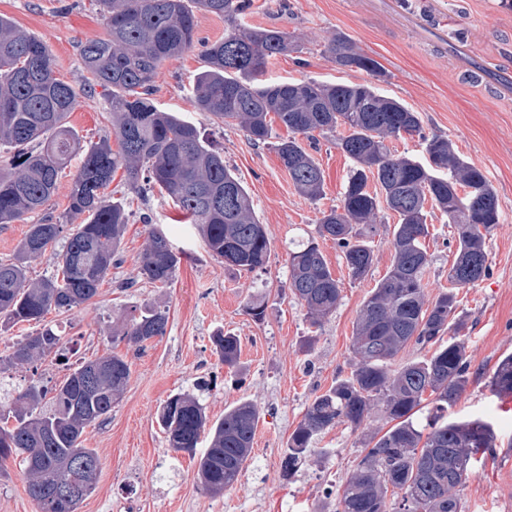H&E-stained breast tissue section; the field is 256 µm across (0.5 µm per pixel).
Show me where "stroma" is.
<instances>
[{"mask_svg":"<svg viewBox=\"0 0 512 512\" xmlns=\"http://www.w3.org/2000/svg\"><path fill=\"white\" fill-rule=\"evenodd\" d=\"M0 15L40 40L58 77L78 88L68 121L79 135L95 141L111 133L112 112L102 89L86 88L83 81L81 46L108 36L89 0H0ZM196 20L199 48L163 64L152 99L160 110L197 125L241 178L270 240L266 269L225 268L196 227L182 223L166 195L154 194L145 203L135 200L128 204L132 216L120 262L98 295L80 308L50 312L40 324L0 327V356L12 354L17 343L45 326L62 336L66 362L48 357L15 365L9 385L18 391L52 388L69 365L112 352L130 364L119 401L84 435L85 447L96 450L101 466L94 490L76 512H324L328 488L341 484L371 435L389 428L388 419L375 412L358 429L344 424L329 429L293 475H284L281 461L290 434L315 396L351 371L354 322L390 265L397 219L381 209L372 234L375 262L360 282L350 281L335 241H320L340 282L341 299L331 316L311 325L288 290L289 255L314 236L323 212L339 205L351 163L332 141H321L316 160L324 171V193L312 200L296 191L272 145L253 143L239 126L198 112L192 84L205 67L200 47L223 39L224 21L201 10ZM244 21L303 38L302 52L269 61L264 81L372 83L381 95L417 112L426 135L448 138L494 186L500 222L486 240L490 273L459 291L472 378L450 417L487 419L497 436L496 448L476 462L461 491L464 512H512V409L502 406L489 384L499 360L512 353V98L489 101L487 88L463 75L448 51L449 43L465 40L490 71L512 59V45L495 40L497 30L512 29V8L500 0H403L399 8L391 0H252ZM336 33L378 61L382 76L340 69L329 61L324 42ZM144 213L152 224L142 223ZM428 223L430 265L424 283L431 299L448 286L456 242L441 213L432 214ZM153 227L180 256L168 286L139 276ZM254 300L265 305L263 320L247 312ZM156 307L168 311L165 335L142 347L116 339L128 318ZM220 330L242 342L238 368L225 366L213 350L211 338ZM178 392L195 397L212 421L243 401L261 414L251 458L224 494L206 493L195 461L167 444L158 415ZM1 466L0 512H37L18 462L10 459Z\"/></svg>","mask_w":512,"mask_h":512,"instance_id":"35a3bbf8","label":"stroma"}]
</instances>
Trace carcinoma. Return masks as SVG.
<instances>
[{
  "instance_id": "carcinoma-1",
  "label": "carcinoma",
  "mask_w": 512,
  "mask_h": 512,
  "mask_svg": "<svg viewBox=\"0 0 512 512\" xmlns=\"http://www.w3.org/2000/svg\"><path fill=\"white\" fill-rule=\"evenodd\" d=\"M108 38L81 47L88 85L100 86L112 107L110 138L82 143L67 122L76 90L57 77L55 62L43 43L0 16V149L14 154L0 165V224H11L43 210L59 176L75 154L82 156L74 175L67 214L29 225L15 255L0 260V318L7 325L39 322L50 310H70L97 295L117 261L131 212L105 190L122 172L128 190L143 197L166 194L184 221L198 226L209 251L224 266L255 271L267 266L270 241L241 180L224 164L197 126L152 100L163 62L195 48L194 8L224 18V39L205 46L206 69L194 80L198 110L239 125L255 144L272 138L270 117L291 133L274 150L294 187L310 199L322 196L324 171L312 152L319 138L343 127L336 148L352 166L340 205L323 213L316 233L343 250L349 276L363 280L374 264L370 233L381 203L397 213L392 230V259L386 275L364 300L353 332L357 362L308 406L288 437L284 469L293 472L316 440L338 424L358 429L373 409L393 425L342 481L332 512H463L460 492L472 475L477 455L495 447L489 422L476 418L448 422L445 413L470 383L465 321L458 312V291L488 274L486 238L499 224L495 189L481 169L460 157L441 136H426L420 118L400 101L382 96L367 83L323 84L314 79L259 83L269 59L299 51L300 38L279 28L246 27L241 17L249 0H96ZM325 56L341 69L382 73L375 59L342 34L329 37ZM417 136L428 160L396 153L393 139ZM375 184L370 190L369 183ZM452 222L456 252L448 268V288L426 299L429 265L426 240L430 211ZM71 228L57 253L56 273L34 281L30 263L55 246L64 223ZM180 257L160 231L149 232L140 276L169 284ZM288 289L307 310L311 324L331 315L341 289L316 240L290 255ZM168 314L153 309L126 322L121 338L135 345L165 334ZM216 353L234 367L240 339L218 332ZM433 346L429 358L395 368L392 362L408 344ZM63 343L51 329L29 336L12 356L23 363L63 356ZM102 371L94 388L85 384L92 370ZM130 364L112 353L70 370L46 393L31 386L13 396L0 385V460L15 458L27 477L26 491L39 512H74L70 503L50 497L60 485L77 486L80 473L63 470V459H100L82 446L87 426L112 411L130 377ZM491 386L512 394V354L503 357ZM432 404L429 421L415 415ZM168 448L196 455L202 434L210 443L197 461L203 488L220 495L241 476L252 452L260 413L244 401L206 427L203 406L184 393L172 395L159 417Z\"/></svg>"
}]
</instances>
